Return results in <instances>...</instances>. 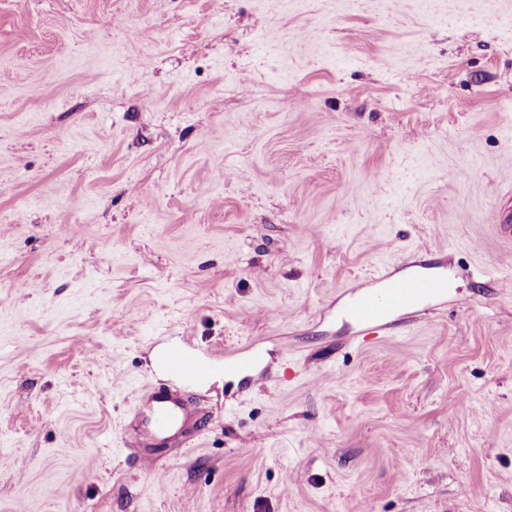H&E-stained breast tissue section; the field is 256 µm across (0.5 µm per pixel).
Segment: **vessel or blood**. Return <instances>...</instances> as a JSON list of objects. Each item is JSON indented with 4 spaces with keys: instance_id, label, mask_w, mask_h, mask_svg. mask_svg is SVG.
Returning <instances> with one entry per match:
<instances>
[{
    "instance_id": "1",
    "label": "vessel or blood",
    "mask_w": 512,
    "mask_h": 512,
    "mask_svg": "<svg viewBox=\"0 0 512 512\" xmlns=\"http://www.w3.org/2000/svg\"><path fill=\"white\" fill-rule=\"evenodd\" d=\"M374 288H360L343 309V315L355 323L362 338H383L390 334L393 317H411L431 300L448 292V275L408 273L398 277L381 275ZM164 367L172 374L198 385L208 382L216 366H223L227 377L251 385L262 375V355L254 346L225 352L216 361L207 350L190 342L168 344L161 355ZM138 416V445L147 447L169 441L188 443L198 437L207 425L206 416L181 396L160 389L141 393L134 405Z\"/></svg>"
}]
</instances>
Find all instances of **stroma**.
I'll list each match as a JSON object with an SVG mask.
<instances>
[{"instance_id": "35a3bbf8", "label": "stroma", "mask_w": 512, "mask_h": 512, "mask_svg": "<svg viewBox=\"0 0 512 512\" xmlns=\"http://www.w3.org/2000/svg\"><path fill=\"white\" fill-rule=\"evenodd\" d=\"M510 17L0 0V512H512ZM407 263L447 297L358 344L338 291ZM154 386L209 423L150 473ZM161 360L170 373L198 385L208 382L217 367L216 361L222 362L225 377L249 386L264 373L262 355L252 345L227 351L223 360H217L207 350L188 341L174 342L167 345Z\"/></svg>"}]
</instances>
